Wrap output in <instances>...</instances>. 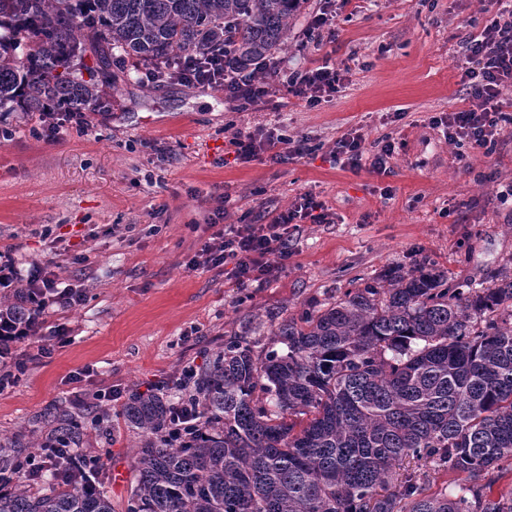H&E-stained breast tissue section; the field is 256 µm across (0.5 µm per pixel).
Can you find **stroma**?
Wrapping results in <instances>:
<instances>
[{"mask_svg":"<svg viewBox=\"0 0 512 512\" xmlns=\"http://www.w3.org/2000/svg\"><path fill=\"white\" fill-rule=\"evenodd\" d=\"M329 25L312 28L316 15ZM493 0H304L267 71L272 93L234 109L223 88L134 76L108 112H84L48 136L37 117L8 113L0 140V249L27 271L46 264L81 289L75 306L48 302L46 327L66 341L11 342L0 375V436L51 405L117 413L123 398L158 387L185 364L204 365L255 317L300 316L351 284L429 258L452 284L475 288L512 276V124L489 150L449 144L434 118L468 108L465 39L496 18ZM330 61L346 80L314 107L288 95L285 72ZM360 130L366 155L395 150L383 173L353 171L330 152ZM308 138L312 155L224 159L235 133ZM325 203L326 224L288 228L290 256L269 282L239 285L192 266L228 225L266 224L300 197ZM112 389L116 401L97 399ZM133 441L86 425L98 477L125 512Z\"/></svg>","mask_w":512,"mask_h":512,"instance_id":"stroma-1","label":"stroma"}]
</instances>
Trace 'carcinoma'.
Here are the masks:
<instances>
[{
    "label": "carcinoma",
    "mask_w": 512,
    "mask_h": 512,
    "mask_svg": "<svg viewBox=\"0 0 512 512\" xmlns=\"http://www.w3.org/2000/svg\"><path fill=\"white\" fill-rule=\"evenodd\" d=\"M304 0H0V112L112 109L131 74L169 77L185 54L257 72ZM34 315L0 301V343ZM224 340L187 382L135 393L120 413L136 466L126 512H512L487 492L512 461V277L451 288L425 259L272 327ZM199 423L171 431L176 401ZM0 437V512H112L98 464L59 462L31 488L32 449L83 443L50 407ZM464 475L427 492L426 468Z\"/></svg>",
    "instance_id": "cac0c4a2"
}]
</instances>
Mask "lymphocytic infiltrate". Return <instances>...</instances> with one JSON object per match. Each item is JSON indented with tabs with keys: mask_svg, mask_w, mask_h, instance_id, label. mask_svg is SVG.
Masks as SVG:
<instances>
[{
	"mask_svg": "<svg viewBox=\"0 0 512 512\" xmlns=\"http://www.w3.org/2000/svg\"><path fill=\"white\" fill-rule=\"evenodd\" d=\"M495 2L500 7L497 19L465 41L466 61L461 68V82L469 89L472 105L438 120L449 143L464 142L475 150L488 149L500 134L504 119L502 91L512 88V0ZM176 78L189 85L223 87L228 98L246 105L262 101L270 94L262 77L231 74L220 57L202 63L192 56L183 57ZM344 80L341 70L327 62L286 76L289 94L312 107L336 93ZM304 221L312 224L329 221L324 204L310 195L278 213L271 223L244 224L217 232L201 249V263L211 269L229 267L231 276L242 285L271 280L288 259L289 225ZM20 280L29 288L40 311L44 310V300L48 297L69 306L83 298L82 291L59 287L55 274L47 266L36 264L27 274H19L12 251H1L0 286Z\"/></svg>",
	"mask_w": 512,
	"mask_h": 512,
	"instance_id": "1",
	"label": "lymphocytic infiltrate"
}]
</instances>
